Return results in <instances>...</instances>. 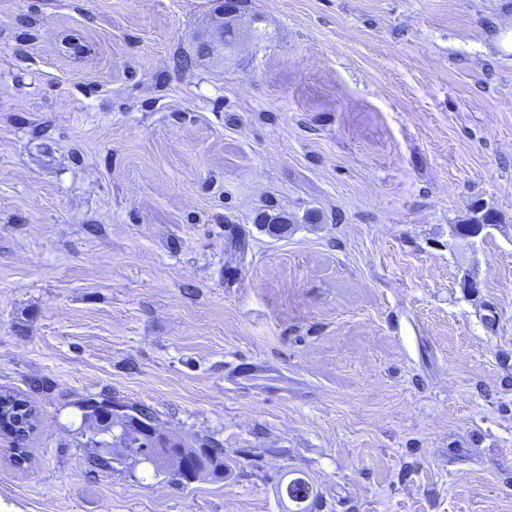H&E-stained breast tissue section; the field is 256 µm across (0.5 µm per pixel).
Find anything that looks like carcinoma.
<instances>
[{"mask_svg": "<svg viewBox=\"0 0 512 512\" xmlns=\"http://www.w3.org/2000/svg\"><path fill=\"white\" fill-rule=\"evenodd\" d=\"M292 220L288 212L275 205L269 206V212L262 218V228L274 237L284 236L291 230ZM6 400L9 404L7 411L9 420L0 422V425L13 434L14 462L18 466L24 465L28 460L26 442L37 421V409L28 401L10 393H0V400ZM77 407L82 411V418L88 424L90 435L87 444L94 448H106L109 446V437L119 433L129 441L136 444V449H125L117 456L104 458L96 456L90 460L93 468H110L112 463L122 464L128 459L153 457L152 463L155 471L160 468L172 466L174 455L193 457L197 466L190 480H195L203 475H216L224 472V448L213 440H204L197 445L187 444L182 441H166L154 432L157 418L150 408L134 406L127 403L119 404L110 396L101 398H85L77 402ZM313 486L302 477L290 480L286 487L287 497L301 504L313 494Z\"/></svg>", "mask_w": 512, "mask_h": 512, "instance_id": "cac0c4a2", "label": "carcinoma"}]
</instances>
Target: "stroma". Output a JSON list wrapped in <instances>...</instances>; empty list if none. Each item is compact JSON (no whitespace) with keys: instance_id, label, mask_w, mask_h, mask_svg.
<instances>
[{"instance_id":"obj_1","label":"stroma","mask_w":512,"mask_h":512,"mask_svg":"<svg viewBox=\"0 0 512 512\" xmlns=\"http://www.w3.org/2000/svg\"><path fill=\"white\" fill-rule=\"evenodd\" d=\"M223 3L0 0V502L512 512V0ZM105 395L226 472L91 470ZM239 2V1H237ZM237 2L235 0H232L231 5H227L224 7V11H221L220 13V21H219V28L218 31L221 32V30L224 29L223 33H221V37L223 38L221 40L215 41L212 44H209V51L210 53H213L215 50H217L218 46L225 47H231L235 44V42L238 40V33L236 28L233 25H227L224 26V22H228L229 20H232L236 22L239 16V9L237 7ZM224 42V43H223ZM269 209L267 213L263 215L262 222L264 224L261 225L264 228V231L274 237L284 236L288 234V231L291 230L292 220L290 216H288V212L285 210H281L276 205H268ZM272 210L273 213H270ZM4 399L9 404L6 409L9 413V419L0 422V426L8 429L14 437V462L18 466H23L28 460L26 442L37 421V409L28 401L21 399L10 393H0V414L1 400Z\"/></svg>"}]
</instances>
